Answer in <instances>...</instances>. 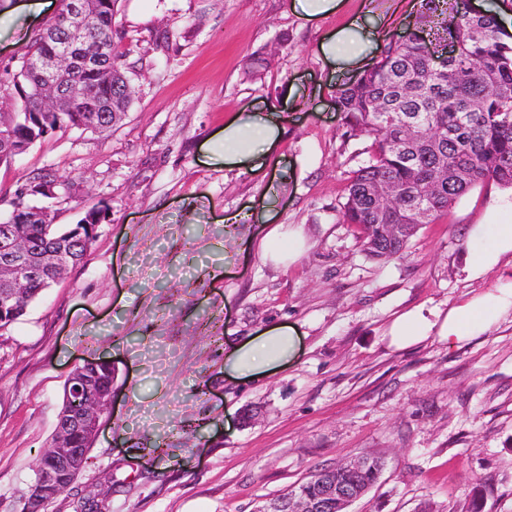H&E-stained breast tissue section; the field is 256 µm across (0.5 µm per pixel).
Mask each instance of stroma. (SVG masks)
Here are the masks:
<instances>
[{"instance_id": "35a3bbf8", "label": "stroma", "mask_w": 512, "mask_h": 512, "mask_svg": "<svg viewBox=\"0 0 512 512\" xmlns=\"http://www.w3.org/2000/svg\"><path fill=\"white\" fill-rule=\"evenodd\" d=\"M288 0H121L118 49L135 104L107 137L59 132L0 165V213L45 168L54 223L96 204L108 217L83 262L0 330V512H19L53 435L69 372L108 358L112 407L73 484L45 512H254L324 468L377 456L385 469L351 512H512V317L451 348L431 336L399 349L398 314L447 311L512 280V260L468 278V231L512 189L477 184L410 245L369 259L337 208L368 143L347 137L331 95L347 69L321 40L361 13L297 17ZM414 0H373L388 39L414 27ZM22 15L0 61L24 53L53 19ZM169 31L167 50L153 36ZM276 57L248 77L258 53ZM279 106L288 133L256 172L226 169L205 147L225 121ZM264 221L227 231L225 217ZM301 228L295 264L265 263L255 244ZM292 326L287 367L252 381L224 359L275 325Z\"/></svg>"}]
</instances>
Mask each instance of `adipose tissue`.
<instances>
[{
    "label": "adipose tissue",
    "mask_w": 512,
    "mask_h": 512,
    "mask_svg": "<svg viewBox=\"0 0 512 512\" xmlns=\"http://www.w3.org/2000/svg\"><path fill=\"white\" fill-rule=\"evenodd\" d=\"M376 19L364 13L335 33L327 35L319 45L321 55L330 62L348 64L365 56L372 47L369 38ZM285 133L284 119L277 109L265 112H241L225 122L213 142L210 153L228 168L260 170L266 157ZM473 241L464 269L478 279L512 258V202L491 208L484 223L470 229ZM265 259L277 265H289L306 249L300 231L274 228L258 243ZM512 314V281L474 295L451 306L446 313L427 315L411 310L397 316L389 334L393 345L403 347L430 335L455 346L484 333L491 325ZM297 350V341L289 326L264 330L229 355L226 369L230 375L255 380L287 366Z\"/></svg>",
    "instance_id": "ef3b65f1"
}]
</instances>
